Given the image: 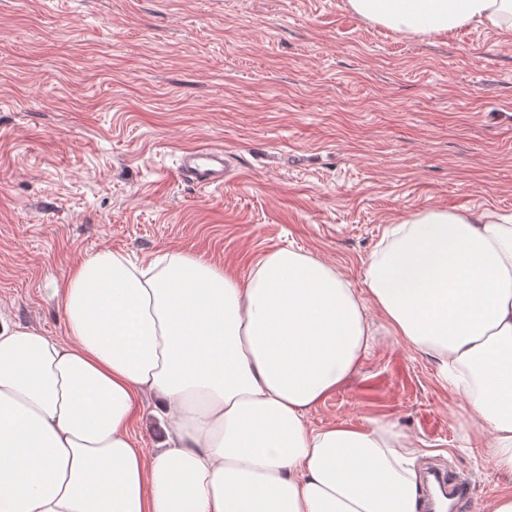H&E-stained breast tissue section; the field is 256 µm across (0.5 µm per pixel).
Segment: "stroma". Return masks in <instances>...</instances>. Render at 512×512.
Instances as JSON below:
<instances>
[{"mask_svg":"<svg viewBox=\"0 0 512 512\" xmlns=\"http://www.w3.org/2000/svg\"><path fill=\"white\" fill-rule=\"evenodd\" d=\"M220 144L237 176L179 181ZM435 207L512 212V36L403 39L346 0H0V318L51 336V288L107 247L169 250L246 278L283 247L362 287L388 224ZM436 363L380 332L312 426L388 417L417 468L506 482L462 452L465 405Z\"/></svg>","mask_w":512,"mask_h":512,"instance_id":"stroma-1","label":"stroma"}]
</instances>
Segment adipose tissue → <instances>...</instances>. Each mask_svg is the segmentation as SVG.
Listing matches in <instances>:
<instances>
[{
	"label": "adipose tissue",
	"instance_id": "ef3b65f1",
	"mask_svg": "<svg viewBox=\"0 0 512 512\" xmlns=\"http://www.w3.org/2000/svg\"><path fill=\"white\" fill-rule=\"evenodd\" d=\"M406 38L512 34V0H346ZM58 338L0 323V512H419V449L389 418L308 426L385 328L433 359L512 474V213L431 208L388 225L363 287L310 254L245 280L103 248L52 288ZM151 397L162 433L132 424Z\"/></svg>",
	"mask_w": 512,
	"mask_h": 512
}]
</instances>
